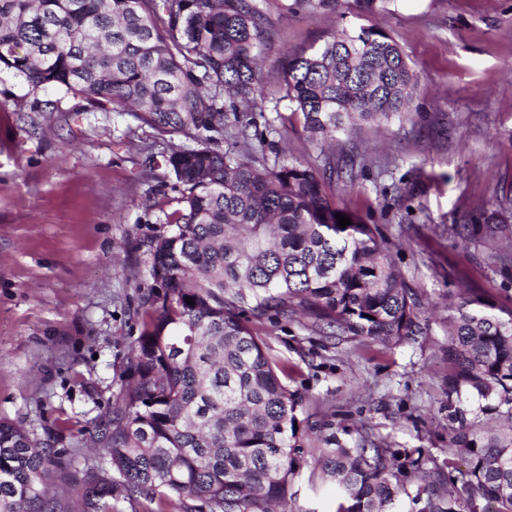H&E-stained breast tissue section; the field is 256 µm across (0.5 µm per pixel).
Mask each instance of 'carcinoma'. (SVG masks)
Masks as SVG:
<instances>
[{
    "label": "carcinoma",
    "mask_w": 512,
    "mask_h": 512,
    "mask_svg": "<svg viewBox=\"0 0 512 512\" xmlns=\"http://www.w3.org/2000/svg\"><path fill=\"white\" fill-rule=\"evenodd\" d=\"M273 27L260 0H0V69L197 142L163 155L182 206L150 246L133 380L96 429L106 465L84 485V512H112L117 487L144 512H305L289 494L305 466L336 484V512H393L400 498L406 512H512V310L467 289L448 316V453L349 446L330 421L314 450L302 434L307 398L281 381L286 367L256 325L305 312L321 332L397 344L429 324L378 227L326 193L336 175L357 178L360 155L328 157L319 172L277 150L269 167L250 123L226 125L268 100L258 57ZM417 89L400 44L362 27L287 56L273 100L328 142L358 122L412 117ZM506 213L509 193L448 232L466 242L482 223L493 236ZM464 393L487 402L471 418L457 406ZM54 454L0 421V512H56L45 490Z\"/></svg>",
    "instance_id": "cac0c4a2"
}]
</instances>
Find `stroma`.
<instances>
[{
	"instance_id": "35a3bbf8",
	"label": "stroma",
	"mask_w": 512,
	"mask_h": 512,
	"mask_svg": "<svg viewBox=\"0 0 512 512\" xmlns=\"http://www.w3.org/2000/svg\"><path fill=\"white\" fill-rule=\"evenodd\" d=\"M263 6L275 22L267 85L281 82L287 55L371 26L393 37L417 72L412 120L337 134L336 151L358 148L365 169L326 191L389 240L430 328L386 346L325 339L301 315L260 335L287 362L288 387L308 398L304 427L330 420L345 441L447 451L448 308L463 288L512 308V268L490 260L511 243L478 234L462 248L449 234L467 213L495 211L512 189V0H393L381 15L355 0L333 13L291 14L283 0ZM44 100L53 111H41ZM239 118L258 133L253 147L266 161L285 149L322 168L324 148L288 102ZM187 142L0 72V421L54 448L48 486L62 512H80L103 456L91 436L129 375L151 285L149 244L180 206L149 158Z\"/></svg>"
}]
</instances>
